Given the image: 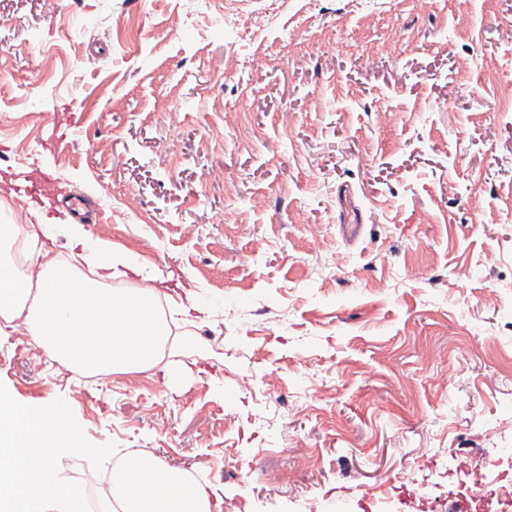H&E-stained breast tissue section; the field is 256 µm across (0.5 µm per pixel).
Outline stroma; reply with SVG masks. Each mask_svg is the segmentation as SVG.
Returning a JSON list of instances; mask_svg holds the SVG:
<instances>
[{
  "label": "stroma",
  "instance_id": "stroma-1",
  "mask_svg": "<svg viewBox=\"0 0 512 512\" xmlns=\"http://www.w3.org/2000/svg\"><path fill=\"white\" fill-rule=\"evenodd\" d=\"M228 13L271 20L238 37ZM1 14L0 189L46 171L94 211L82 243L46 199L0 225H54L67 262L107 241L137 266L112 287L205 311L163 364L94 383L0 334V391L64 413L90 476L138 451L235 512H446L445 467L512 454V0Z\"/></svg>",
  "mask_w": 512,
  "mask_h": 512
}]
</instances>
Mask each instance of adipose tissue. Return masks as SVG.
<instances>
[{"label":"adipose tissue","mask_w":512,"mask_h":512,"mask_svg":"<svg viewBox=\"0 0 512 512\" xmlns=\"http://www.w3.org/2000/svg\"><path fill=\"white\" fill-rule=\"evenodd\" d=\"M30 274L17 276L0 262V315L21 321L28 336L54 360L90 374L131 373L153 367L171 330L156 306L154 289L105 287L129 257L101 245L89 257L99 278H80L76 267L40 247ZM77 451L80 437L62 416L49 417L17 405L0 391V480L24 476L34 487H50L56 504L83 498L81 486L56 478L55 448ZM112 499L120 512H211L207 491L181 469L150 460L141 471L112 474Z\"/></svg>","instance_id":"ef3b65f1"}]
</instances>
